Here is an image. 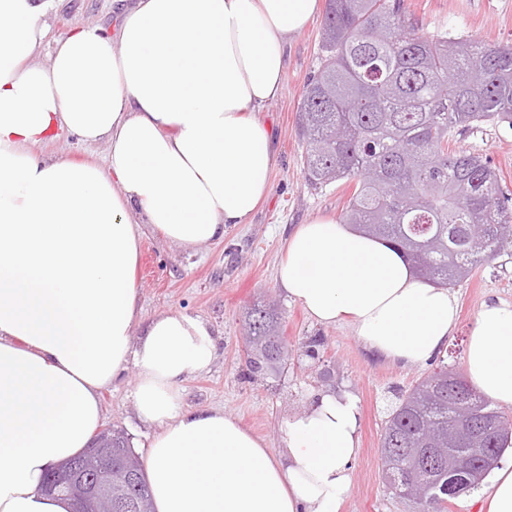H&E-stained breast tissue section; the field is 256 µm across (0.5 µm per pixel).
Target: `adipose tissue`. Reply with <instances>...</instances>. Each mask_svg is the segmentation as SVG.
Listing matches in <instances>:
<instances>
[{
    "mask_svg": "<svg viewBox=\"0 0 512 512\" xmlns=\"http://www.w3.org/2000/svg\"><path fill=\"white\" fill-rule=\"evenodd\" d=\"M51 6L0 0V512H71L44 474L87 448L103 390L131 366L155 512H340L361 448L353 396L312 394L274 456L224 410L184 408L181 383L215 358L203 320L162 313L133 336L142 225L192 249L268 197L276 152L257 114L319 0H134L114 35L79 28L42 66ZM63 132L106 141V164L33 154ZM276 279L314 321L404 367L433 361L458 323L450 290L333 218L288 235ZM464 371L512 407V303L480 307ZM474 496L512 512V461Z\"/></svg>",
    "mask_w": 512,
    "mask_h": 512,
    "instance_id": "ef3b65f1",
    "label": "adipose tissue"
}]
</instances>
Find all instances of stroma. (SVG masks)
I'll return each instance as SVG.
<instances>
[{
	"label": "stroma",
	"instance_id": "stroma-1",
	"mask_svg": "<svg viewBox=\"0 0 512 512\" xmlns=\"http://www.w3.org/2000/svg\"><path fill=\"white\" fill-rule=\"evenodd\" d=\"M407 12L431 34H462L489 43L512 45V0H404ZM117 0H58L47 16L50 39L82 26L112 30L118 23ZM322 56L321 23L313 21L288 47L283 92L262 112L274 135L277 164L268 199L250 223L228 227L222 240L191 250L166 243L143 226L135 272L142 321L167 312L200 317L213 330L216 357L206 372L181 385L184 407L221 408L236 418L271 451H278L284 417L303 411L315 390L354 395L361 408V452L351 470V492L341 512H417L409 500L393 495L382 477L379 443L395 389H409L432 374L434 365L406 368L367 351L346 326L323 327L291 303L276 282L284 242L297 226L316 217L340 218L349 190L342 184L313 189L303 175L304 148L297 124L303 88ZM455 145L482 154L512 191V128L485 125L454 135ZM38 156L82 161L104 159L106 142L83 143L71 134L34 147ZM459 321L448 339L443 362L462 370L468 336L483 303H512V247L505 248L472 276L453 286ZM276 303L281 330L290 347L287 365L249 377L243 338L245 317L254 305ZM320 338L315 356L307 345ZM135 368L102 394L103 424L129 435L142 451L150 435L141 427L133 397Z\"/></svg>",
	"mask_w": 512,
	"mask_h": 512
}]
</instances>
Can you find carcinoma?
Segmentation results:
<instances>
[{
	"label": "carcinoma",
	"mask_w": 512,
	"mask_h": 512,
	"mask_svg": "<svg viewBox=\"0 0 512 512\" xmlns=\"http://www.w3.org/2000/svg\"><path fill=\"white\" fill-rule=\"evenodd\" d=\"M317 73L298 113L304 176L321 188L354 184L342 222L401 250L432 283L451 287L512 244V196L487 159L449 138L482 123L512 127V46L459 35L429 36L403 0H327ZM251 373L288 361L275 304L245 319ZM443 367L398 396L381 435V456L407 484L393 494L428 512L454 499L448 454L478 461L502 456L509 415ZM467 403L473 430L457 434ZM112 501L124 512H153L143 464L123 432L112 431Z\"/></svg>",
	"instance_id": "cac0c4a2"
}]
</instances>
